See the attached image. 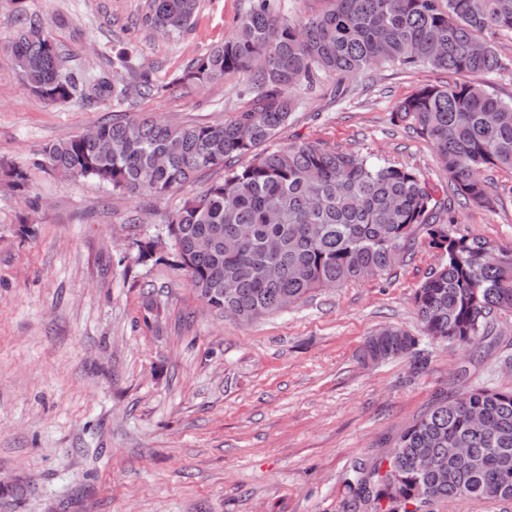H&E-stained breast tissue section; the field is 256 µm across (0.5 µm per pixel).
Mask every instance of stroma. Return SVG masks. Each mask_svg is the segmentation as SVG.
Listing matches in <instances>:
<instances>
[{
    "label": "stroma",
    "mask_w": 512,
    "mask_h": 512,
    "mask_svg": "<svg viewBox=\"0 0 512 512\" xmlns=\"http://www.w3.org/2000/svg\"><path fill=\"white\" fill-rule=\"evenodd\" d=\"M148 0H0V512H343L347 481L392 446L436 396L492 372L495 352L424 344L410 360L362 362L385 325L419 334L414 293L439 250L418 238L389 274L315 291L287 311L243 322L208 308L166 239V218L224 172L159 198L130 197L44 166L48 144L113 117L217 124L247 110L246 77L183 80L190 61L234 33L247 0H199L193 25L166 39L141 23ZM39 14L84 80L133 50L159 93L67 104L32 93L6 48ZM425 67L356 78L342 101L300 87L271 148L310 141L416 170L444 201L448 174L432 146L396 123L394 104L442 81ZM493 201L467 205L455 236L512 245V172L491 169ZM31 225V233L20 230ZM162 237L135 263L141 242Z\"/></svg>",
    "instance_id": "stroma-1"
}]
</instances>
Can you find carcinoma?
<instances>
[{
  "label": "carcinoma",
  "instance_id": "1",
  "mask_svg": "<svg viewBox=\"0 0 512 512\" xmlns=\"http://www.w3.org/2000/svg\"><path fill=\"white\" fill-rule=\"evenodd\" d=\"M198 6L199 0H149L142 23L163 36L180 35ZM493 28L512 31V0H333L323 13L288 21L278 0H249L235 32L195 57L184 78L203 83L242 72L257 92L251 108L217 125L101 123L95 137L53 143L44 156L55 172L131 197H164L204 170L223 168L224 179L188 200L168 234L196 296L244 321L285 311L322 288L381 276L423 230L445 261L414 294L422 335L385 326L366 337L362 350L365 361L404 358L422 370L423 341L463 353L499 345L496 314L512 311V246L449 233L453 210L439 219V201L409 167L318 143L266 144L297 109L302 85L333 78L331 94L343 98L348 80L386 64L456 75L511 71L512 58L481 37ZM7 51L37 96L51 103L76 97L77 82L62 73L65 53L38 15L26 17ZM265 57L268 66L258 67ZM111 66L92 88L110 96L112 106L128 100L116 85L124 73L135 77L138 96L154 93L149 73L137 72L129 52H118ZM393 115L432 145L457 197L491 203L482 172L512 170V99L466 81L426 84ZM244 155L250 163L234 166ZM204 238L210 247L200 250ZM469 410L488 427H471ZM450 448H466L469 457L455 458ZM348 485L346 512H432L457 498H512V389L481 379L436 399Z\"/></svg>",
  "mask_w": 512,
  "mask_h": 512
}]
</instances>
